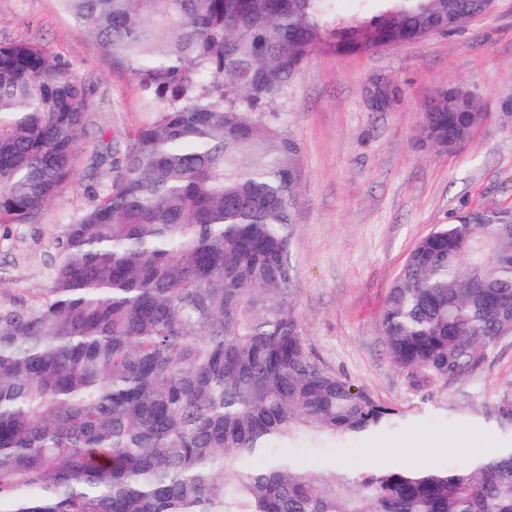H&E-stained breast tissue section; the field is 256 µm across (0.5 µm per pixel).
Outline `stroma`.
Wrapping results in <instances>:
<instances>
[{
	"label": "stroma",
	"instance_id": "stroma-1",
	"mask_svg": "<svg viewBox=\"0 0 512 512\" xmlns=\"http://www.w3.org/2000/svg\"><path fill=\"white\" fill-rule=\"evenodd\" d=\"M31 42L68 62L87 89L77 174L31 224L0 223V304L39 297L49 284L52 241L90 204L92 184H111L94 166L99 143L123 151L155 105L124 67L101 56L59 0H0V45ZM457 83L491 114L452 154L419 146L416 127L434 91ZM512 0L449 35L370 52L313 51L276 108L301 144L306 178L290 260L312 359L399 412L393 430L367 440L379 462L400 463L418 440L437 465L461 460L454 437L512 444L485 413L512 383V336L479 367L448 381L416 384L392 364L378 329L388 290L409 252L439 225L473 210H512Z\"/></svg>",
	"mask_w": 512,
	"mask_h": 512
}]
</instances>
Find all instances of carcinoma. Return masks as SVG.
<instances>
[{
  "label": "carcinoma",
  "instance_id": "obj_1",
  "mask_svg": "<svg viewBox=\"0 0 512 512\" xmlns=\"http://www.w3.org/2000/svg\"><path fill=\"white\" fill-rule=\"evenodd\" d=\"M61 0L156 103L53 239L50 285L0 306V512H512V448L436 468L317 467L306 452L386 431L395 410L316 364L289 260L305 179L275 104L318 48L452 32L498 0ZM86 90L29 43L0 46V218L29 224L76 176ZM473 134L425 103L421 146ZM378 328L424 382L512 336V210L413 248ZM512 436V384L488 411Z\"/></svg>",
  "mask_w": 512,
  "mask_h": 512
}]
</instances>
